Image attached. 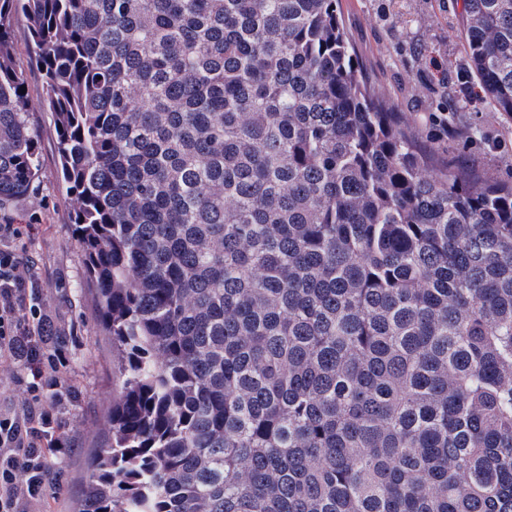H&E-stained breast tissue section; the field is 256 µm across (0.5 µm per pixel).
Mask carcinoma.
Instances as JSON below:
<instances>
[{
    "instance_id": "cac0c4a2",
    "label": "carcinoma",
    "mask_w": 512,
    "mask_h": 512,
    "mask_svg": "<svg viewBox=\"0 0 512 512\" xmlns=\"http://www.w3.org/2000/svg\"><path fill=\"white\" fill-rule=\"evenodd\" d=\"M512 119V0H463ZM123 376L77 512H512V181L383 107L338 0H0Z\"/></svg>"
}]
</instances>
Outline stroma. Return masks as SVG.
Segmentation results:
<instances>
[{
	"mask_svg": "<svg viewBox=\"0 0 512 512\" xmlns=\"http://www.w3.org/2000/svg\"><path fill=\"white\" fill-rule=\"evenodd\" d=\"M346 34L386 106L422 122L435 137L437 120L455 132L454 148L512 180V119L458 80L467 60L462 47V0H339ZM9 37L17 68L27 77L30 123L40 147L32 188L0 207V225L20 227L13 239L33 266L62 330L70 390L58 411L69 424L72 447L53 461L40 512H75L89 475L93 448L106 440L102 424L121 376L112 341L98 323L84 257L71 222L73 203L60 179L56 126L42 101L43 76L27 53L29 20L15 13Z\"/></svg>",
	"mask_w": 512,
	"mask_h": 512,
	"instance_id": "35a3bbf8",
	"label": "stroma"
}]
</instances>
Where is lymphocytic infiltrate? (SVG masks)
I'll return each mask as SVG.
<instances>
[{"mask_svg":"<svg viewBox=\"0 0 512 512\" xmlns=\"http://www.w3.org/2000/svg\"><path fill=\"white\" fill-rule=\"evenodd\" d=\"M57 337L32 267L17 249L0 245V366L23 372L20 410L0 413V512H23L39 502L49 479L47 459L67 446L54 412L61 380Z\"/></svg>","mask_w":512,"mask_h":512,"instance_id":"lymphocytic-infiltrate-1","label":"lymphocytic infiltrate"}]
</instances>
